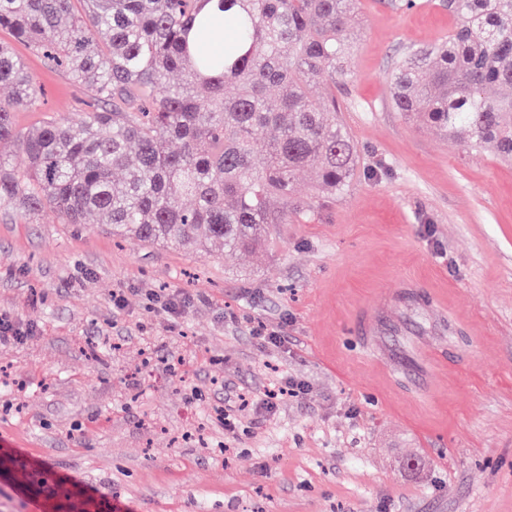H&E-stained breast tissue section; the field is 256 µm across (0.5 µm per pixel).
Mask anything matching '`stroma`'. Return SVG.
Listing matches in <instances>:
<instances>
[{"instance_id":"stroma-1","label":"stroma","mask_w":512,"mask_h":512,"mask_svg":"<svg viewBox=\"0 0 512 512\" xmlns=\"http://www.w3.org/2000/svg\"><path fill=\"white\" fill-rule=\"evenodd\" d=\"M454 24L361 0L336 83L356 173L259 252L0 207V313L26 332L0 342V512H512V162L410 125L385 79ZM0 41L42 88L18 129L80 111ZM285 377L307 395L237 411Z\"/></svg>"}]
</instances>
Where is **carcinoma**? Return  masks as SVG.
<instances>
[{
    "label": "carcinoma",
    "instance_id": "obj_1",
    "mask_svg": "<svg viewBox=\"0 0 512 512\" xmlns=\"http://www.w3.org/2000/svg\"><path fill=\"white\" fill-rule=\"evenodd\" d=\"M208 0H0V30L90 89L95 108L46 118L25 132L15 111L39 88L0 42V142L26 155L0 162V206L44 208L68 224L96 215L112 235L183 250L261 248L268 225L342 193L357 149L336 118L359 0H214L236 13L241 46L204 40ZM455 27L407 50L387 74L390 100L409 121L474 152L512 159V0H444ZM181 74L174 80V74ZM281 207L274 210L272 199Z\"/></svg>",
    "mask_w": 512,
    "mask_h": 512
}]
</instances>
